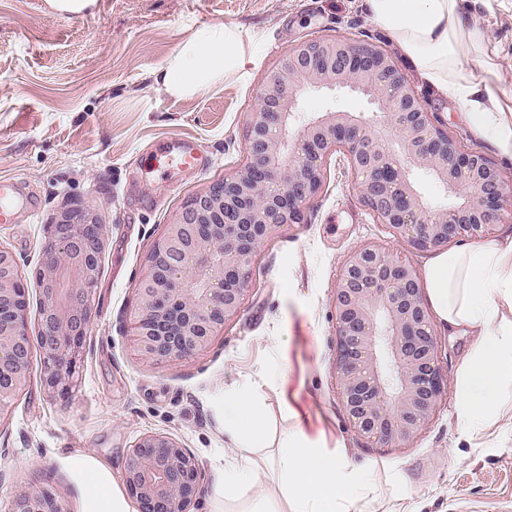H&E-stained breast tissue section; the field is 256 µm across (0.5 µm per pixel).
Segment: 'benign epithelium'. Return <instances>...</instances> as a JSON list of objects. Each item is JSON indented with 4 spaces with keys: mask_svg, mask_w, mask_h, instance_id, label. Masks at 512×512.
I'll use <instances>...</instances> for the list:
<instances>
[{
    "mask_svg": "<svg viewBox=\"0 0 512 512\" xmlns=\"http://www.w3.org/2000/svg\"><path fill=\"white\" fill-rule=\"evenodd\" d=\"M345 88L376 112L327 110L306 117L307 88ZM249 113L246 155L234 172L195 196L167 225L135 288L130 340L156 362L205 351L240 312L262 243L304 221L325 165L346 157L361 197L410 251L460 238H489L504 223L509 189L484 155L465 149L437 114L423 109L391 54L373 42L307 39L265 73ZM428 179L452 197L427 199ZM103 225L68 210L50 225L35 270L43 384L67 397L92 319L88 295L100 274ZM12 252L0 248V412L32 373L26 285ZM336 388L355 432L405 444L434 419L448 395L432 315L408 258L376 245L352 251L333 292ZM198 460L174 439L146 434L132 448L125 483L138 512H190ZM9 512H61L49 491L22 488Z\"/></svg>",
    "mask_w": 512,
    "mask_h": 512,
    "instance_id": "benign-epithelium-1",
    "label": "benign epithelium"
}]
</instances>
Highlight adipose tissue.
Returning a JSON list of instances; mask_svg holds the SVG:
<instances>
[{"label": "adipose tissue", "instance_id": "adipose-tissue-1", "mask_svg": "<svg viewBox=\"0 0 512 512\" xmlns=\"http://www.w3.org/2000/svg\"><path fill=\"white\" fill-rule=\"evenodd\" d=\"M465 0H364L370 21L385 31L411 70L433 94L451 102L469 130L512 160V87L487 62L485 23ZM264 59L257 37L233 24L196 30L155 73L174 97L193 96L234 77L247 79ZM479 69H469V62ZM435 323L469 337L456 380L455 419L469 436L497 424L512 400V233L439 251L425 270ZM287 367L260 366L248 386L224 389V466L209 498L214 512H363L373 493L368 471L310 440L291 407L277 426L258 388L286 378ZM61 466L79 490V512H133L112 470L90 456L64 457Z\"/></svg>", "mask_w": 512, "mask_h": 512}]
</instances>
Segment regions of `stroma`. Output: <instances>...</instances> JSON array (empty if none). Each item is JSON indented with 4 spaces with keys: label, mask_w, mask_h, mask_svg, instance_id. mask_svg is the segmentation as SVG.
I'll use <instances>...</instances> for the list:
<instances>
[{
    "label": "stroma",
    "mask_w": 512,
    "mask_h": 512,
    "mask_svg": "<svg viewBox=\"0 0 512 512\" xmlns=\"http://www.w3.org/2000/svg\"><path fill=\"white\" fill-rule=\"evenodd\" d=\"M488 22L489 59L512 86V0L480 6ZM234 24L260 33L263 67L202 95L176 99L156 86L164 66L197 29ZM371 40L402 55L373 25L363 0H95L74 15L51 0H0V181L17 182L33 209L0 224L28 281L31 377L0 413V512L18 488L54 493L62 512H77V492L57 459L96 457L123 478L134 443L162 434L187 448L202 477L191 512H209L207 497L224 462V388L248 382L261 364L288 368L283 383L259 389L272 413L289 405L307 433L339 446L375 484L371 512H512V401L493 429L461 437L453 399L406 444H373L357 435L336 389V278L354 249L377 244L402 253L362 201L342 155L326 164L304 221L277 229L262 244L250 290L235 318L204 353L177 364L143 359L127 334L135 288L153 245L193 196L232 173L246 147L247 116L265 70L309 38ZM424 106L470 150L512 175V160L474 139L452 103L416 84ZM305 114L336 108L365 112L364 98L341 89L307 90ZM196 142L204 165L163 173L150 164L160 145ZM96 213L105 225L100 275L89 294L93 321L68 398L51 396L35 343L41 293L30 277L49 224L66 209ZM287 339L270 352L269 337Z\"/></svg>",
    "instance_id": "35a3bbf8"
}]
</instances>
